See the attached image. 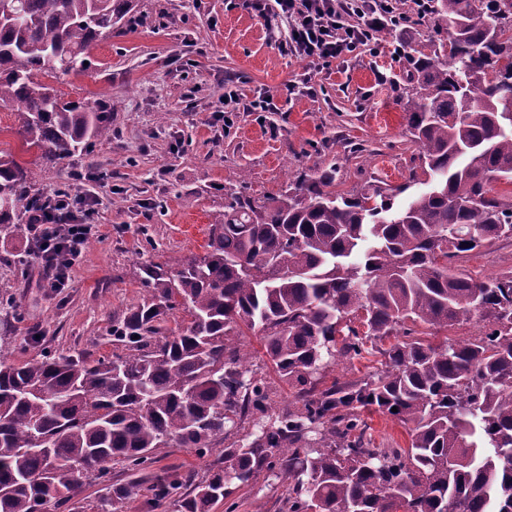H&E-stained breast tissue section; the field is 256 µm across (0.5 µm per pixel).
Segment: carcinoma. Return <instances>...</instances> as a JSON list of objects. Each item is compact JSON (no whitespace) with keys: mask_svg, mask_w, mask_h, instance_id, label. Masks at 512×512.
Masks as SVG:
<instances>
[{"mask_svg":"<svg viewBox=\"0 0 512 512\" xmlns=\"http://www.w3.org/2000/svg\"><path fill=\"white\" fill-rule=\"evenodd\" d=\"M133 0H0V104L50 166L112 135L109 114L65 101L50 80L86 71ZM448 38L406 55L403 111L431 188L347 194L336 171L276 198L230 193L207 251L140 268L145 296L112 322L110 357L0 355V512L62 508L85 481L97 512H120L154 454L200 457L197 481L155 475L148 509L210 512L261 475L288 486V512H512V273L475 279L458 261L512 237V0H431ZM31 171L0 150V233H22ZM190 317L177 332L176 312ZM465 340L440 330L472 319ZM260 335L294 402L271 413L239 337ZM382 369L324 385L336 358ZM397 411H392V408ZM398 421L406 448H376L364 412ZM120 462L133 482H112Z\"/></svg>","mask_w":512,"mask_h":512,"instance_id":"obj_1","label":"carcinoma"}]
</instances>
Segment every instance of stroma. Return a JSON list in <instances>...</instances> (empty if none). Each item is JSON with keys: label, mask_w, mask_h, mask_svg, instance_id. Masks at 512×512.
Here are the masks:
<instances>
[{"label": "stroma", "mask_w": 512, "mask_h": 512, "mask_svg": "<svg viewBox=\"0 0 512 512\" xmlns=\"http://www.w3.org/2000/svg\"><path fill=\"white\" fill-rule=\"evenodd\" d=\"M135 16L91 48L87 71L56 84L64 100L112 113L111 139L39 170L33 186L97 199V233L67 286L44 287L28 234H0V351L11 360L111 355L113 319L143 296L140 264L204 253L228 193L275 196L329 170L339 193L374 180L395 188L419 168L402 108L405 64L395 53L427 51L428 23L384 31L378 52L363 46L320 67L278 51L280 18L265 21L233 0H136ZM307 75L312 91L288 94ZM228 77L245 99L273 95L276 111L237 113L225 131ZM77 168L91 179L75 181ZM461 267L480 277L512 273V238L470 252ZM210 463L173 446L157 450L153 471L201 477ZM230 501L235 512H287L282 485L264 476L235 488Z\"/></svg>", "instance_id": "1"}]
</instances>
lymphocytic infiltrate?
<instances>
[{
	"label": "lymphocytic infiltrate",
	"mask_w": 512,
	"mask_h": 512,
	"mask_svg": "<svg viewBox=\"0 0 512 512\" xmlns=\"http://www.w3.org/2000/svg\"><path fill=\"white\" fill-rule=\"evenodd\" d=\"M429 2L414 0L410 16L397 11L396 0H240V5L261 17L278 11L288 25L280 51L327 64L357 47L377 45L386 29L423 21ZM351 14L357 16L356 24L346 23ZM92 206L89 196L56 190L42 195L28 214L26 229L46 287L67 285L71 267L92 235Z\"/></svg>",
	"instance_id": "1"
}]
</instances>
